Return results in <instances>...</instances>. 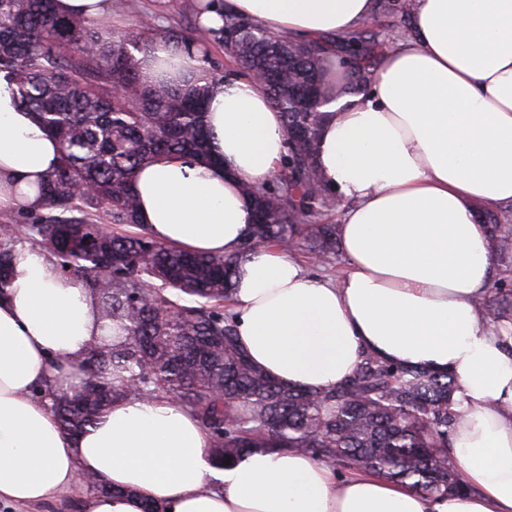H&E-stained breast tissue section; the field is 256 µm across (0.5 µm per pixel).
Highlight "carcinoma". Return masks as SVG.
<instances>
[{"label":"carcinoma","instance_id":"1","mask_svg":"<svg viewBox=\"0 0 512 512\" xmlns=\"http://www.w3.org/2000/svg\"><path fill=\"white\" fill-rule=\"evenodd\" d=\"M206 31L171 27L147 39L114 32L106 40L54 0H0V72L12 76L21 103L58 138L61 155L48 176L44 206L0 224V291L14 249L41 247L61 273L80 275L96 292L100 318L115 333L86 350L98 385L74 391L49 386L43 398L60 426L83 430L104 408L128 398L165 396L194 411L210 437L216 465L253 448L293 449L331 468L371 470L430 494L469 492L449 456L461 414L448 370L404 367L365 354L334 388L290 386L257 367L238 344L224 306L239 264L257 248L336 252V225L310 224L329 193L316 161L325 114L307 91L325 96L330 69L325 42L284 39L233 14ZM223 43L243 73L260 70L283 131L295 140L278 185L244 187L253 201L252 236L235 252L203 256L161 244L138 223L136 171L161 155L208 159L204 123L211 66L203 34ZM196 49L206 64L180 81L143 78L136 53L168 45ZM351 87L367 86L380 46L370 26L336 38ZM494 245L512 255V209L484 208ZM492 323L512 321V289L480 303Z\"/></svg>","mask_w":512,"mask_h":512}]
</instances>
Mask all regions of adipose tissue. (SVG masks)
<instances>
[{"label":"adipose tissue","mask_w":512,"mask_h":512,"mask_svg":"<svg viewBox=\"0 0 512 512\" xmlns=\"http://www.w3.org/2000/svg\"><path fill=\"white\" fill-rule=\"evenodd\" d=\"M259 21L290 40L347 35L376 0H224L205 15ZM317 163L340 200L339 279L258 249L241 263L231 312L243 347L277 380L343 382L366 353L457 378L450 454L464 495L428 494L311 455L258 449L215 467L188 409L125 399L82 433L59 426L46 386L78 384L101 336L95 295L47 251L17 246L0 290V505L51 500L90 474L106 487L83 512H512V321L480 306L494 274L481 203L512 205V0H415L409 32L370 86L337 88L322 107ZM212 162L162 158L136 173L138 214L159 242L205 254L251 234L244 186L266 185L287 146L261 81L210 88ZM60 145L0 78V213L34 211Z\"/></svg>","instance_id":"adipose-tissue-1"}]
</instances>
